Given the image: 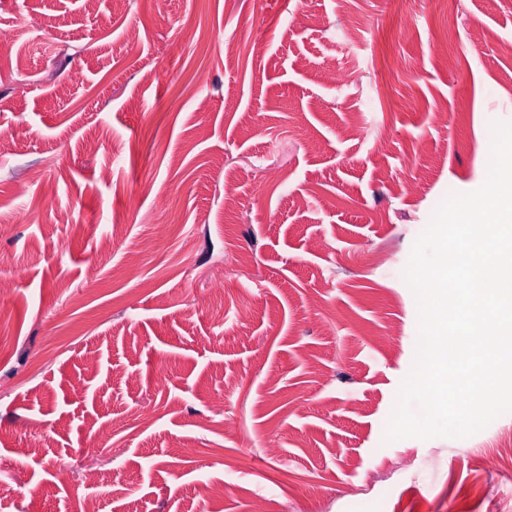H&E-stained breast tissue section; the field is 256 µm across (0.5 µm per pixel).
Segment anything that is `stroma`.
I'll return each mask as SVG.
<instances>
[{
    "label": "stroma",
    "instance_id": "stroma-1",
    "mask_svg": "<svg viewBox=\"0 0 512 512\" xmlns=\"http://www.w3.org/2000/svg\"><path fill=\"white\" fill-rule=\"evenodd\" d=\"M0 32V512H512V412L385 439L413 245L512 122V0H0Z\"/></svg>",
    "mask_w": 512,
    "mask_h": 512
}]
</instances>
